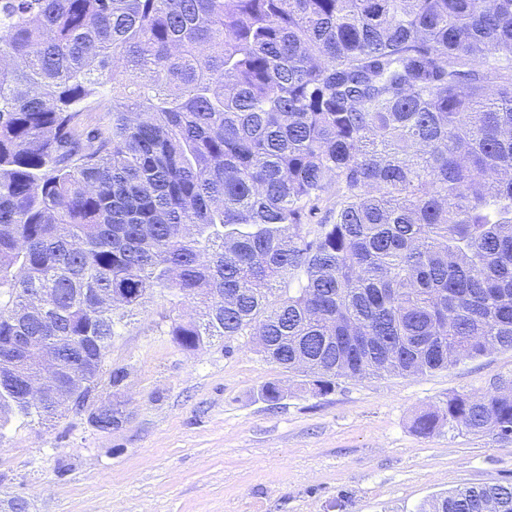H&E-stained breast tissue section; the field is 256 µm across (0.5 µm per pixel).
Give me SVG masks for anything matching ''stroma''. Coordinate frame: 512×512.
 I'll return each instance as SVG.
<instances>
[{"mask_svg":"<svg viewBox=\"0 0 512 512\" xmlns=\"http://www.w3.org/2000/svg\"><path fill=\"white\" fill-rule=\"evenodd\" d=\"M153 297L112 343L129 418L102 432L72 410L11 422L0 502L26 512H420L466 486L512 483V440L439 427L420 414L512 378V350L424 375L339 379L320 395L264 361L250 337L196 351L165 333ZM279 383L285 396L266 401Z\"/></svg>","mask_w":512,"mask_h":512,"instance_id":"1","label":"stroma"}]
</instances>
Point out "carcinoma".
I'll list each match as a JSON object with an SVG mask.
<instances>
[{
    "label": "carcinoma",
    "mask_w": 512,
    "mask_h": 512,
    "mask_svg": "<svg viewBox=\"0 0 512 512\" xmlns=\"http://www.w3.org/2000/svg\"><path fill=\"white\" fill-rule=\"evenodd\" d=\"M156 293L181 349L250 336L317 394L512 349V0H0V430L60 411L36 353L120 391ZM444 422L511 440L512 379ZM40 362L42 364L41 373L29 378L26 386L28 397L36 403H41L46 398V394L54 390L55 375L51 362L48 358H41Z\"/></svg>",
    "instance_id": "obj_1"
}]
</instances>
